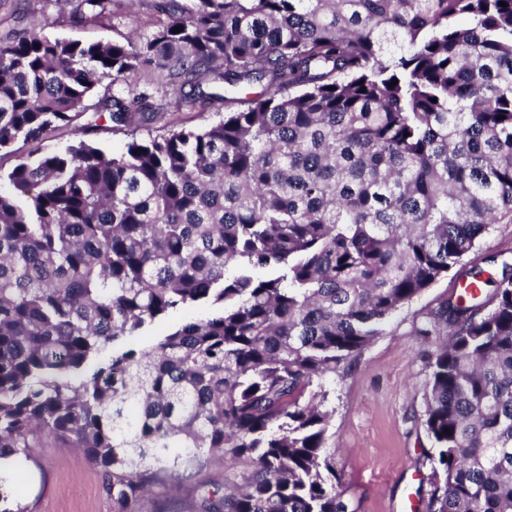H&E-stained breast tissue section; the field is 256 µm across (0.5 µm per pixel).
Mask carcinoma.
<instances>
[{
	"label": "carcinoma",
	"instance_id": "carcinoma-1",
	"mask_svg": "<svg viewBox=\"0 0 512 512\" xmlns=\"http://www.w3.org/2000/svg\"><path fill=\"white\" fill-rule=\"evenodd\" d=\"M154 7L166 21L142 40H0V151L86 112L105 80L97 116L161 119L132 73L225 107L0 175V512H24L8 487L39 447L82 452L118 512L228 453L240 482L194 512H348L311 387L457 266L468 289L417 331L434 339L428 512H512V264L490 295L492 273L461 268L512 224V0ZM196 305L209 314L136 344Z\"/></svg>",
	"mask_w": 512,
	"mask_h": 512
}]
</instances>
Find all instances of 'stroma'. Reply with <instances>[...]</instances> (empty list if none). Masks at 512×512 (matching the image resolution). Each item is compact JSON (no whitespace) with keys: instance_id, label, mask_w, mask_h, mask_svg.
I'll use <instances>...</instances> for the list:
<instances>
[{"instance_id":"35a3bbf8","label":"stroma","mask_w":512,"mask_h":512,"mask_svg":"<svg viewBox=\"0 0 512 512\" xmlns=\"http://www.w3.org/2000/svg\"><path fill=\"white\" fill-rule=\"evenodd\" d=\"M161 16L152 0H110L94 20H75L58 0H0V38L21 36L33 25L53 37L84 42L122 41L155 30ZM149 87L150 102L163 120L138 127L140 137L172 128H201L224 112L223 101L194 109L182 106L165 85L131 78ZM86 116L60 123L37 141L40 151H56L86 140L112 153L123 148L125 131L109 122L82 133ZM448 275L406 305L381 336L337 374L323 382L331 413L329 461L339 477L350 512H427L432 463L431 443L422 424L427 354L432 346L417 336L427 313L459 293ZM14 503L24 512H117L101 470L72 448H32L22 460ZM244 464L228 457L198 472L178 491L157 486L140 502L139 512H188L195 483L233 486Z\"/></svg>"}]
</instances>
